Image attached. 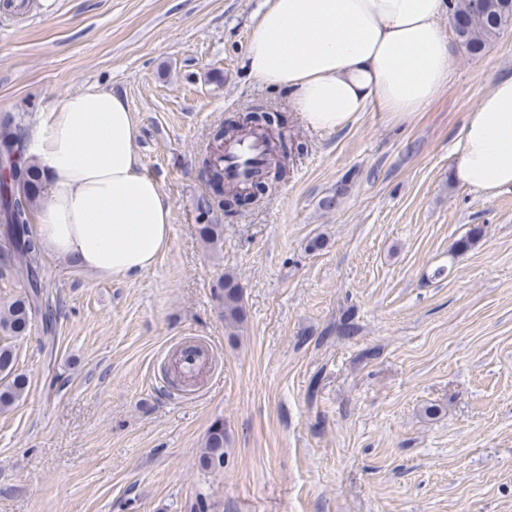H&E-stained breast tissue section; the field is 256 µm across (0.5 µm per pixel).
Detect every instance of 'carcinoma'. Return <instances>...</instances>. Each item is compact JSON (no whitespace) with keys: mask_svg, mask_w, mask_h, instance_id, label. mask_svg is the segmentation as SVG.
Masks as SVG:
<instances>
[{"mask_svg":"<svg viewBox=\"0 0 512 512\" xmlns=\"http://www.w3.org/2000/svg\"><path fill=\"white\" fill-rule=\"evenodd\" d=\"M448 11L457 20L455 34L465 51L481 54L501 33L512 28V0H448ZM29 129L23 113L6 114L0 119V270L25 281V292L0 307V331L13 337L24 336L33 317L39 316L49 327L54 311L49 289L42 276V252L37 233L29 223L32 210L41 199L42 168L27 154L26 134ZM200 165L207 176L211 193L198 199L197 207L207 215L233 211L238 207L234 184H224V154H202ZM270 163H263V172L248 183L256 191L255 198L266 194ZM479 226L455 244L457 252H466L482 237ZM198 234L205 246L218 251L224 245V225L202 224ZM215 299L224 326L236 333L247 320L243 287L234 273L224 274ZM28 390L25 374L16 367L15 352L0 346V411H6L22 400ZM204 474L224 467V420H215L206 435L198 461Z\"/></svg>","mask_w":512,"mask_h":512,"instance_id":"1","label":"carcinoma"}]
</instances>
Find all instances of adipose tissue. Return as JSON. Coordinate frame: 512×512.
<instances>
[{"label": "adipose tissue", "mask_w": 512, "mask_h": 512, "mask_svg": "<svg viewBox=\"0 0 512 512\" xmlns=\"http://www.w3.org/2000/svg\"><path fill=\"white\" fill-rule=\"evenodd\" d=\"M446 0H267L243 66L285 91L308 128L345 127L372 104L404 120L448 82L451 54L436 24ZM128 101L90 85L30 129L42 167L37 211L43 249L106 277L129 278L168 249L171 210L140 168ZM453 177L486 193L512 187V76L469 112Z\"/></svg>", "instance_id": "adipose-tissue-1"}]
</instances>
